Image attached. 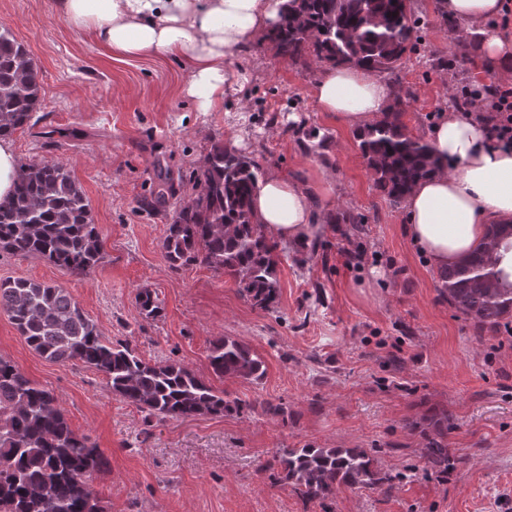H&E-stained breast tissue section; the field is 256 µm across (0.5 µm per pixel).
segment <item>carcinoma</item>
<instances>
[{"label": "carcinoma", "mask_w": 512, "mask_h": 512, "mask_svg": "<svg viewBox=\"0 0 512 512\" xmlns=\"http://www.w3.org/2000/svg\"><path fill=\"white\" fill-rule=\"evenodd\" d=\"M412 0H287L266 40L275 54L294 62L350 65L371 74L392 73L419 44L420 17ZM38 72L25 45L0 25V139L26 125L40 102ZM405 110L396 102L358 134L359 148L377 186L399 205L414 183L432 171L428 145L408 134ZM156 202L175 195L168 172L157 167ZM262 171L253 160L218 140L192 171L193 193L173 202L174 216L163 242L169 267L200 264L232 279L239 293L260 310L278 296L277 246L256 224L251 198ZM349 240L361 221L336 215ZM512 248V224L489 226L482 242L456 264L438 270L439 296L469 319L477 334L512 322V284L500 285L492 256ZM0 250L40 256L75 275L92 273L101 238L81 186L60 163L34 162L20 169L12 194L0 200ZM148 317L160 312L149 291L139 294ZM0 311L39 355L78 361L106 375L120 399L164 418L239 413L245 404L188 367L170 360L143 361L127 343L103 338L68 291L58 285L16 278L0 280ZM210 367L219 377L259 380L263 362L228 337L213 342ZM426 440L424 457L440 476L448 474L445 443L448 415L429 426L410 424ZM281 469L306 501H325L336 490L375 489L402 476L374 465L360 448H286L267 462ZM107 460L96 444L76 433L48 389L0 356V512H106L91 489Z\"/></svg>", "instance_id": "obj_1"}]
</instances>
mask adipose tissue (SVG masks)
Wrapping results in <instances>:
<instances>
[{
    "mask_svg": "<svg viewBox=\"0 0 512 512\" xmlns=\"http://www.w3.org/2000/svg\"><path fill=\"white\" fill-rule=\"evenodd\" d=\"M285 0H56L57 15L88 32L112 53L143 59L174 56L188 66L186 93L199 111L215 112L240 95L248 78L231 67L229 55L249 52L278 20ZM503 0H442L441 8L480 46L497 82H512V37L491 21ZM323 112L355 129L374 124L397 95L364 70L331 67L313 90ZM435 171L417 182L403 202L407 234L428 264L442 269L482 240L490 224L512 223V148L495 143L467 111L442 113L426 136ZM320 184L269 171L255 187L257 224L283 244L306 243L321 226L316 203Z\"/></svg>",
    "mask_w": 512,
    "mask_h": 512,
    "instance_id": "1",
    "label": "adipose tissue"
}]
</instances>
